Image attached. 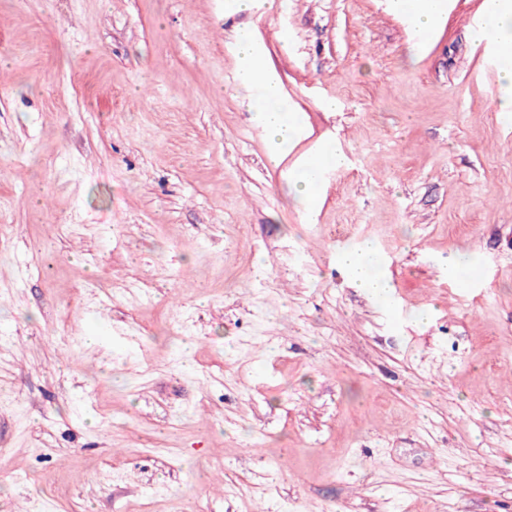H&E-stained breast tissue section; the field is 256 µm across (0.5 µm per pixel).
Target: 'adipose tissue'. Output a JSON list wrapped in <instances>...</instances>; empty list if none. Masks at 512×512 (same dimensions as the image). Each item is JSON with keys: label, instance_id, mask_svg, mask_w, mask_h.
<instances>
[{"label": "adipose tissue", "instance_id": "1", "mask_svg": "<svg viewBox=\"0 0 512 512\" xmlns=\"http://www.w3.org/2000/svg\"><path fill=\"white\" fill-rule=\"evenodd\" d=\"M481 15L484 26L478 33V40L495 43L503 65L498 70L500 83L507 93L501 97L498 110L502 115L512 116V0H482ZM236 53L241 66V81L245 86L259 88L265 98L279 99V86L263 65L255 42L249 32L238 35ZM258 122L275 152H283L297 140L302 128L298 114L280 109H261L256 113ZM347 158L338 148H328L322 156L306 161L303 170L293 185L296 199L304 209H314L319 201L321 172L324 166L345 167ZM373 252L371 245H363L357 251L340 256V263L346 268L353 286L360 292L379 297L389 288L388 280L381 270L371 266L367 258Z\"/></svg>", "mask_w": 512, "mask_h": 512}]
</instances>
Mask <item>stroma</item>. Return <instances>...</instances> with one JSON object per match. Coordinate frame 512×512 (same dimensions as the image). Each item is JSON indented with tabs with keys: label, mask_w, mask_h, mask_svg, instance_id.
Here are the masks:
<instances>
[{
	"label": "stroma",
	"mask_w": 512,
	"mask_h": 512,
	"mask_svg": "<svg viewBox=\"0 0 512 512\" xmlns=\"http://www.w3.org/2000/svg\"><path fill=\"white\" fill-rule=\"evenodd\" d=\"M480 5L418 51L392 0H0V512H512ZM242 29L301 117L277 157ZM366 241L383 298L336 261ZM323 165L335 167L336 169L347 165L345 154L337 147L328 148L321 157L306 161L303 164L297 181H294L293 191L296 199L305 210H312L319 201V186Z\"/></svg>",
	"instance_id": "1"
}]
</instances>
